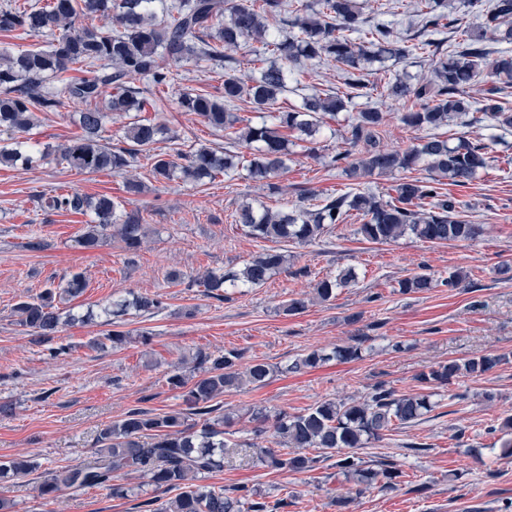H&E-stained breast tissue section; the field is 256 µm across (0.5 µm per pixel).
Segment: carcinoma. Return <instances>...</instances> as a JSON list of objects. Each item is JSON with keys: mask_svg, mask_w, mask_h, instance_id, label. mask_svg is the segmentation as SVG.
<instances>
[{"mask_svg": "<svg viewBox=\"0 0 512 512\" xmlns=\"http://www.w3.org/2000/svg\"><path fill=\"white\" fill-rule=\"evenodd\" d=\"M257 2V6H246L234 0H51L44 7L24 2L0 10V31L22 29L47 37L45 45L34 49H0V132L13 136L28 131L38 123V113L56 111L65 98L83 106L78 113L81 134L60 148L58 160L78 173L121 174L144 152L158 181L176 176L197 183L212 181L242 168L249 179L272 188L270 179L288 169L284 132L311 139L319 131L322 115L344 112L356 99L371 97L373 87L366 79L365 65L427 55L434 62L431 79L414 83L404 71L384 87L385 96L395 101H413L414 107L401 113L400 120L424 135L402 152L383 149L385 113L367 107L348 120L346 130L345 140L360 152L353 159L339 152L330 165L343 167L354 180L395 171L410 173L421 165L430 177L406 176L386 199L352 188L319 199L305 191V204L288 210L272 211L245 201L235 210L234 222L248 228L253 237L274 243L314 242L327 226L342 224L352 215L362 220L358 232L372 242L390 243L407 234L431 243L474 239L479 225L463 219L455 200L443 191V180L464 185L487 169L486 146L463 136L453 143L437 130L475 111L483 113L492 126L512 131V109L498 100V94L512 88V50L500 49L491 60L486 47L488 42L512 45V0H489L480 26L458 23V18L448 13L445 0H419L414 16L422 28L433 32L451 28L459 35L446 49L441 42L402 45L394 39L390 22L364 27L357 0ZM86 14L96 15L106 24H84L80 18ZM283 14L288 15L292 28L288 36L274 33L268 24V18ZM254 42L262 47L259 77L247 84L226 73L222 95L184 92L177 100L180 110L224 132L229 146L201 145L186 152L176 149L172 154H156L153 145L174 137L167 135L163 124L145 119L125 126L127 147L114 150L107 143L104 121L108 113L146 111L148 102L132 80L142 78L154 86H166L175 80L173 65L204 61L221 67L231 60L230 52ZM317 59L342 72L344 92L316 90L305 96L298 108L273 113L270 122L254 124L234 112L245 95L261 112L274 108L288 88L286 66ZM77 66L89 69L91 76L71 80L60 91L49 85V79ZM487 69L495 77L494 85L476 100L467 88ZM254 143L256 152L248 157L237 151L242 144ZM20 160L33 161L23 142L0 147L1 165L13 166ZM48 207L95 214L96 223L87 225L77 240L85 249L97 247L109 230L128 253L141 247L144 224L140 211L126 212L108 196L59 194L48 200ZM285 263L286 256L270 248L237 271H208L200 283L210 296L221 300L225 283L260 286L284 269ZM462 281L458 271L440 280L417 273L400 280L398 292L418 293L437 285L452 290ZM350 282L348 272L324 277L316 282L313 299L329 301L336 297L337 289ZM85 288L84 277L76 273L59 288L17 302L13 307L16 323L41 341L52 340L62 326L76 321L73 314L62 316L56 300L76 297ZM129 308L152 315L162 308V301L137 295L112 301V307L104 308L103 313L109 316ZM367 340L366 336H352L329 355L312 350L289 365L288 371L300 373L330 359L342 363L358 360ZM242 359L243 354L234 349L197 350L190 368L175 366L167 377L168 385L181 392L185 409L162 415L145 408L128 410L100 430L93 460L45 475L41 495L54 498L66 489L104 486L116 496H125L129 489L114 483L123 475L140 479L143 486L178 490L175 498L159 508L153 507V500L145 502L148 509L144 512H276L284 507L282 502L270 507L251 499L252 493L244 487L226 489L202 483L206 475L224 467L225 457L241 447L225 437L224 424L231 416L221 413L214 400L244 386L261 387L273 374L265 362L245 365ZM506 359L503 354L452 360L420 373L417 381L449 386L461 375L480 376ZM431 397L426 392L399 393L381 382L359 400H327L299 414L280 411L271 417L261 408L254 409L250 418L261 423L254 433H265L262 424L271 419L282 444L259 449L257 459L266 467L299 473L335 456L338 473L345 479L370 486L382 477L385 485L391 486L400 476L396 464L383 459L373 467L365 466L356 450L382 440L393 425L412 423L431 411ZM35 469L36 464L26 457L0 459V479L25 476Z\"/></svg>", "mask_w": 512, "mask_h": 512, "instance_id": "1", "label": "carcinoma"}]
</instances>
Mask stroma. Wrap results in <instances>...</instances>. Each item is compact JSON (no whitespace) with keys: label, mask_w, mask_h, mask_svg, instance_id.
I'll return each mask as SVG.
<instances>
[{"label":"stroma","mask_w":512,"mask_h":512,"mask_svg":"<svg viewBox=\"0 0 512 512\" xmlns=\"http://www.w3.org/2000/svg\"><path fill=\"white\" fill-rule=\"evenodd\" d=\"M175 72L167 87L138 80L146 97L163 106L158 113L147 110L146 119L166 124L180 149L225 146L223 133L177 106L184 91L221 94V71L205 62H184ZM342 82L332 65L305 62L280 105L297 106L312 89H337ZM371 102L387 114L382 145L406 149L416 136L399 120L407 104L378 94ZM75 109L67 102L58 111L40 113L39 125L27 133L29 144L45 152V159L27 168L0 166V403L12 407L11 414L0 416V456H26L37 464L29 475L0 483L8 512H140L144 499L168 501L164 491L134 480L125 497L90 487L52 499L41 496L39 486L46 472L87 460L98 432L129 409H182L179 391L166 379L171 365L199 349H235L244 361L278 367L266 386L233 390L220 399L223 412L234 418L232 440L259 448L273 447L274 439L268 433L255 435L247 415L252 407L298 414L326 400L360 399L380 382L416 392L418 375L438 364L512 352V133L491 128L482 113H469L464 125L444 130L448 139L463 136L488 147L486 170L470 183L445 187L465 219L480 225L473 240L431 243L405 236L375 243L359 234L360 220L352 216L328 226L315 242L278 243L288 258L286 270L259 287L226 289L218 300L197 286L196 278L210 270L238 269L268 246L235 224L233 214L243 200L288 209L298 204L303 190L324 196L350 186L342 170L329 164L331 156L348 149L345 118L325 119L315 141L318 158L309 157L302 144H290L289 168L268 189L243 170L204 184L179 179L160 184L143 159L125 175L71 171L47 151L78 134ZM129 177L142 182V194L126 193ZM74 191L108 195L126 210L142 211L146 235L135 257H128L122 243L109 235L91 250L78 245L93 214L44 206L49 197ZM35 239L43 241V249H30ZM303 267L308 276H299ZM344 268L354 270L355 284L338 289L329 302L282 314L283 303L311 293L319 279ZM457 269L466 275L461 288L398 291L399 281L413 274L441 279ZM174 270L180 279H171ZM76 273L84 275L86 288L61 302V310L82 314L137 294L158 295L164 308L150 317L135 311L119 317V330L131 334L119 348L92 347V340L108 331L99 320L66 327L50 343H35L17 325L14 304ZM142 331L150 332V344H141ZM362 334L368 340L359 360L331 361L303 374L285 370L310 350H329ZM432 392V411L358 452L367 461L394 460L402 472L395 488L378 481L358 490L338 475L331 458L314 470L288 473L236 457L205 482L244 486L257 499L284 501L282 512H512V455L505 454L499 434L492 431L512 416V361ZM410 442L426 443L428 449L412 454L406 448ZM340 497L349 498L346 508L337 506Z\"/></svg>","instance_id":"obj_1"}]
</instances>
